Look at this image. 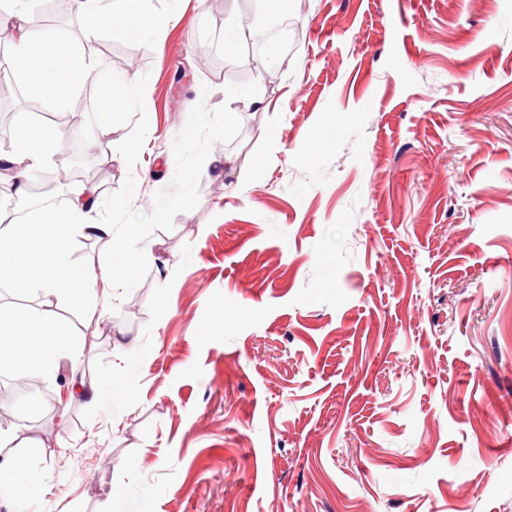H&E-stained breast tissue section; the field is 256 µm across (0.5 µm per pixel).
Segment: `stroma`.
Listing matches in <instances>:
<instances>
[{"mask_svg": "<svg viewBox=\"0 0 512 512\" xmlns=\"http://www.w3.org/2000/svg\"><path fill=\"white\" fill-rule=\"evenodd\" d=\"M296 49L256 46L267 0H152L161 38L66 12L65 47L148 78L131 125L78 135L94 80L58 75L48 112L0 100L17 128L72 113L70 171L100 196L135 176L150 212L198 102L238 99L199 203L144 244L127 296L47 298L0 278V306L91 334L42 391L0 400L32 453L34 493L0 512H512V0H287ZM246 37L227 48V27ZM85 392H73L75 380ZM120 383L126 403L90 404Z\"/></svg>", "mask_w": 512, "mask_h": 512, "instance_id": "obj_1", "label": "stroma"}]
</instances>
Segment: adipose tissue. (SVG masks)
Masks as SVG:
<instances>
[{"instance_id": "obj_1", "label": "adipose tissue", "mask_w": 512, "mask_h": 512, "mask_svg": "<svg viewBox=\"0 0 512 512\" xmlns=\"http://www.w3.org/2000/svg\"><path fill=\"white\" fill-rule=\"evenodd\" d=\"M31 0H8L7 15L17 24L14 64L29 92L36 97L52 92L56 86L55 70L45 64L47 55H55L58 68L72 78L88 77L93 65L77 51L35 36ZM149 0H72L78 12L103 20L109 27L136 36L148 10ZM56 135L36 124L18 128L16 147L9 154L0 153L19 195H26L34 172L43 168L53 152ZM99 205L95 190L78 195L65 213L51 210L33 212L20 224L0 226V275L12 278L21 288L33 287L48 296L61 293L75 297L92 296L98 280L115 278L111 267L73 269L71 243L75 233L102 239L111 237L108 224L91 222L90 214ZM0 335L9 337L11 356L18 368L46 372L53 369L62 350L80 355L86 337H77L64 324L33 313L16 319L0 312ZM29 455L19 451L0 459V500L19 503L27 499Z\"/></svg>"}]
</instances>
